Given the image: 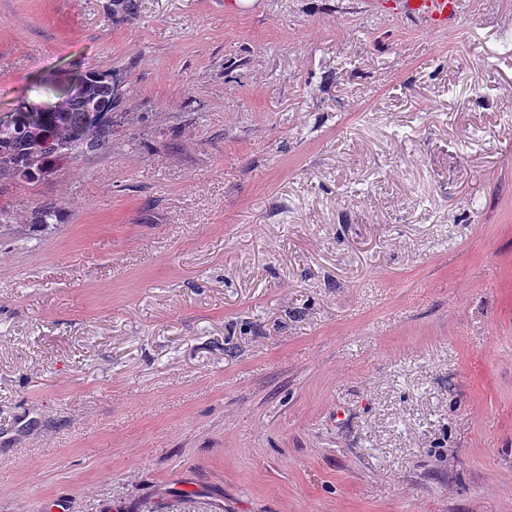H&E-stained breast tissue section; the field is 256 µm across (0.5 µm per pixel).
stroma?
<instances>
[{
  "label": "stroma",
  "instance_id": "obj_1",
  "mask_svg": "<svg viewBox=\"0 0 512 512\" xmlns=\"http://www.w3.org/2000/svg\"><path fill=\"white\" fill-rule=\"evenodd\" d=\"M75 70L111 144L0 188V512H512V0H0V113ZM403 3L408 12L425 18L437 31L448 26L459 8V0H404Z\"/></svg>",
  "mask_w": 512,
  "mask_h": 512
}]
</instances>
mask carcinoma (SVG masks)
Returning a JSON list of instances; mask_svg holds the SVG:
<instances>
[{"label": "carcinoma", "instance_id": "1", "mask_svg": "<svg viewBox=\"0 0 512 512\" xmlns=\"http://www.w3.org/2000/svg\"><path fill=\"white\" fill-rule=\"evenodd\" d=\"M72 81L90 83L92 98H72L57 112H12V120L0 125V186L40 182L62 162H72L112 140L119 102L114 79L86 72L72 75ZM57 214L51 203L38 207L30 231L47 227Z\"/></svg>", "mask_w": 512, "mask_h": 512}]
</instances>
